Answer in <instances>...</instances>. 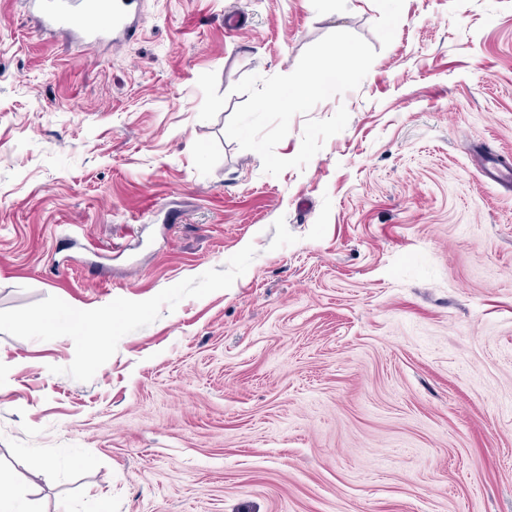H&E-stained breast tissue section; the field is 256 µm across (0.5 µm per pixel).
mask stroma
I'll list each match as a JSON object with an SVG mask.
<instances>
[{
	"instance_id": "35a3bbf8",
	"label": "stroma",
	"mask_w": 512,
	"mask_h": 512,
	"mask_svg": "<svg viewBox=\"0 0 512 512\" xmlns=\"http://www.w3.org/2000/svg\"><path fill=\"white\" fill-rule=\"evenodd\" d=\"M345 30L263 172L242 77ZM69 311L96 342L36 316ZM0 476L20 512H512V0H0ZM36 14L44 32L65 31L88 48L108 41L119 46V37L133 25L137 13L136 0H24ZM101 15L109 17L102 26Z\"/></svg>"
}]
</instances>
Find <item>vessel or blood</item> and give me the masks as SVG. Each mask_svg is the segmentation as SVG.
Listing matches in <instances>:
<instances>
[{"instance_id": "b4317fda", "label": "vessel or blood", "mask_w": 512, "mask_h": 512, "mask_svg": "<svg viewBox=\"0 0 512 512\" xmlns=\"http://www.w3.org/2000/svg\"><path fill=\"white\" fill-rule=\"evenodd\" d=\"M30 12L36 14L46 32L65 31L86 46L102 42L118 43L121 34L133 25L137 0H25ZM108 16V25H101L100 16Z\"/></svg>"}]
</instances>
